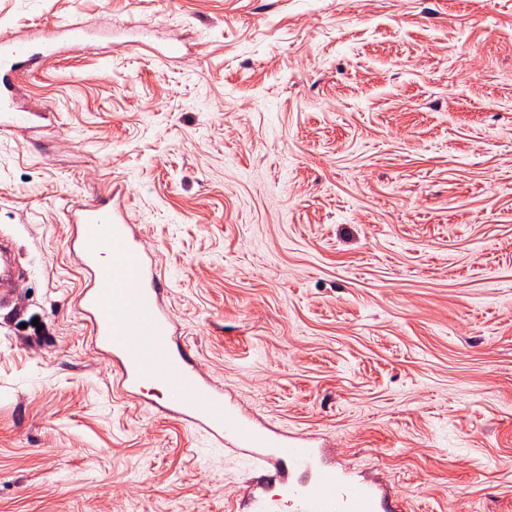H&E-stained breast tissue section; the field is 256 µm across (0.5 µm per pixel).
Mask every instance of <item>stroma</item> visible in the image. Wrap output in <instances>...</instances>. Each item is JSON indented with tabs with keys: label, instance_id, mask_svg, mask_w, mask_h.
<instances>
[{
	"label": "stroma",
	"instance_id": "35a3bbf8",
	"mask_svg": "<svg viewBox=\"0 0 512 512\" xmlns=\"http://www.w3.org/2000/svg\"><path fill=\"white\" fill-rule=\"evenodd\" d=\"M72 20L111 41L0 129V512H252L88 343L68 215L118 187L200 377L404 512H512V0H0ZM19 276V269L13 254V242L8 236L0 234V302L8 299L10 289Z\"/></svg>",
	"mask_w": 512,
	"mask_h": 512
}]
</instances>
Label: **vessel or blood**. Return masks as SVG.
Wrapping results in <instances>:
<instances>
[{
  "label": "vessel or blood",
  "instance_id": "obj_1",
  "mask_svg": "<svg viewBox=\"0 0 512 512\" xmlns=\"http://www.w3.org/2000/svg\"><path fill=\"white\" fill-rule=\"evenodd\" d=\"M90 37V30L75 22L46 28L38 43L16 36L0 39L1 129L29 120L15 104L14 76ZM69 225V248L87 275L74 307L89 326L90 346L112 362L116 389L135 400L159 392L164 412L217 445L244 451L266 479L287 484L295 512H387L376 487L321 464L322 451L309 439L259 423L225 403L222 388L198 376L175 347L177 330L155 265L142 251L121 202L97 199L80 206L71 211ZM18 276L13 242L0 234V302ZM299 471L303 479L288 482V475Z\"/></svg>",
  "mask_w": 512,
  "mask_h": 512
}]
</instances>
